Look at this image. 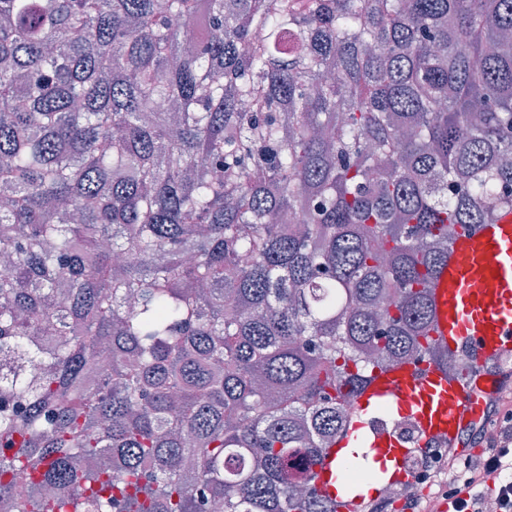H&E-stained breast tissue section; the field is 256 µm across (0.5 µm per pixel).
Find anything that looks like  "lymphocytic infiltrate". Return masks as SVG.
Returning <instances> with one entry per match:
<instances>
[{
  "label": "lymphocytic infiltrate",
  "mask_w": 512,
  "mask_h": 512,
  "mask_svg": "<svg viewBox=\"0 0 512 512\" xmlns=\"http://www.w3.org/2000/svg\"><path fill=\"white\" fill-rule=\"evenodd\" d=\"M488 405L494 416L493 434L485 435L483 424H473L466 432L471 448L461 452L429 447L415 465V478L437 485L438 490L422 501L412 495L403 498L399 512H439L443 501L461 494L466 495L470 512H487L491 502L499 512H512V376L500 378ZM493 471L502 477L494 495L486 481Z\"/></svg>",
  "instance_id": "1"
}]
</instances>
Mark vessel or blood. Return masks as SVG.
<instances>
[{
  "label": "vessel or blood",
  "instance_id": "b4317fda",
  "mask_svg": "<svg viewBox=\"0 0 512 512\" xmlns=\"http://www.w3.org/2000/svg\"><path fill=\"white\" fill-rule=\"evenodd\" d=\"M434 288L437 333L449 351L467 345L475 350L471 365L480 372L478 384L449 378L425 363H409L373 379L361 401L416 407L426 438L453 441L465 422L479 415L482 395L496 386L495 377L480 371L482 355L512 348V208L454 243ZM369 447L376 458L399 459L389 434L375 433Z\"/></svg>",
  "mask_w": 512,
  "mask_h": 512
}]
</instances>
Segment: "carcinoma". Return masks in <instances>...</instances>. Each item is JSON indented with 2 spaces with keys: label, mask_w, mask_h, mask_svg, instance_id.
Listing matches in <instances>:
<instances>
[{
  "label": "carcinoma",
  "mask_w": 512,
  "mask_h": 512,
  "mask_svg": "<svg viewBox=\"0 0 512 512\" xmlns=\"http://www.w3.org/2000/svg\"><path fill=\"white\" fill-rule=\"evenodd\" d=\"M0 186V512H337L367 384L472 376L432 284L512 207V0H0Z\"/></svg>",
  "instance_id": "cac0c4a2"
}]
</instances>
